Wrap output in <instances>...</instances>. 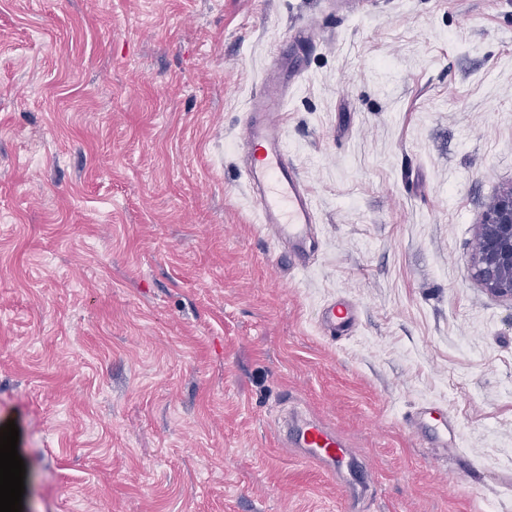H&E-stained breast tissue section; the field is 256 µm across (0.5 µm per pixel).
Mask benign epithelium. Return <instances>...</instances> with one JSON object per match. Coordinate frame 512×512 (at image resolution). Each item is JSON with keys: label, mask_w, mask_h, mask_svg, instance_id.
Listing matches in <instances>:
<instances>
[{"label": "benign epithelium", "mask_w": 512, "mask_h": 512, "mask_svg": "<svg viewBox=\"0 0 512 512\" xmlns=\"http://www.w3.org/2000/svg\"><path fill=\"white\" fill-rule=\"evenodd\" d=\"M470 266L489 292L512 299V188L489 207L478 224Z\"/></svg>", "instance_id": "1"}]
</instances>
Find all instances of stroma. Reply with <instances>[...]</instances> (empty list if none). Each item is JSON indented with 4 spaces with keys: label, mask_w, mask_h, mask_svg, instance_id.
<instances>
[{
    "label": "stroma",
    "mask_w": 512,
    "mask_h": 512,
    "mask_svg": "<svg viewBox=\"0 0 512 512\" xmlns=\"http://www.w3.org/2000/svg\"><path fill=\"white\" fill-rule=\"evenodd\" d=\"M317 46H305L303 24ZM297 65L303 268L238 148ZM512 0H0V428L22 512H512ZM356 308L345 335L319 313ZM448 412V445L411 416ZM303 415L373 492L299 458ZM470 266L484 288L512 300V188L489 207L478 224Z\"/></svg>",
    "instance_id": "35a3bbf8"
}]
</instances>
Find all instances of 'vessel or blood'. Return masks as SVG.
<instances>
[{
    "mask_svg": "<svg viewBox=\"0 0 512 512\" xmlns=\"http://www.w3.org/2000/svg\"><path fill=\"white\" fill-rule=\"evenodd\" d=\"M286 92L280 85H267L254 98L243 124L240 143L247 152L245 175L257 192L264 223L270 224L283 244L291 265H304L311 250L315 213L312 197L288 159L283 112ZM355 320L352 305L338 300L323 308L320 325L326 335L349 330ZM427 409H420L414 422L424 444L447 447V417L438 423L426 421ZM294 445L300 456L322 468L331 478L346 479L354 493L367 492L371 484L351 449L332 428L311 419L294 423Z\"/></svg>",
    "mask_w": 512,
    "mask_h": 512,
    "instance_id": "1",
    "label": "vessel or blood"
}]
</instances>
